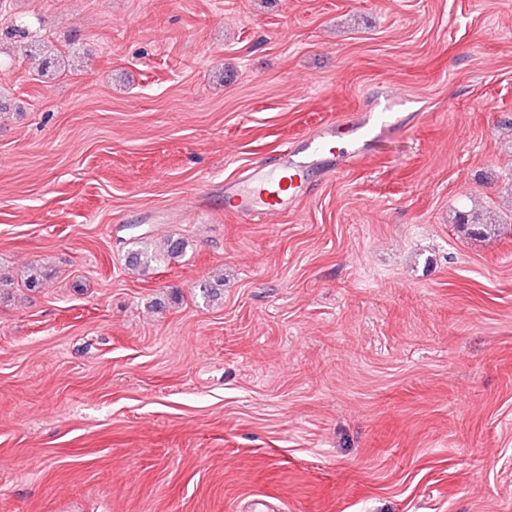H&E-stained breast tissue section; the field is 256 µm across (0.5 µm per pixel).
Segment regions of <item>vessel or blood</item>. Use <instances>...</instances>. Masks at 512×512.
Here are the masks:
<instances>
[{"instance_id": "obj_1", "label": "vessel or blood", "mask_w": 512, "mask_h": 512, "mask_svg": "<svg viewBox=\"0 0 512 512\" xmlns=\"http://www.w3.org/2000/svg\"><path fill=\"white\" fill-rule=\"evenodd\" d=\"M390 112L366 114L352 125L328 126L308 137L301 147H287L277 162L251 168L224 188V212L240 218L276 223L310 193L309 173L339 158L365 156L371 128L395 126Z\"/></svg>"}]
</instances>
